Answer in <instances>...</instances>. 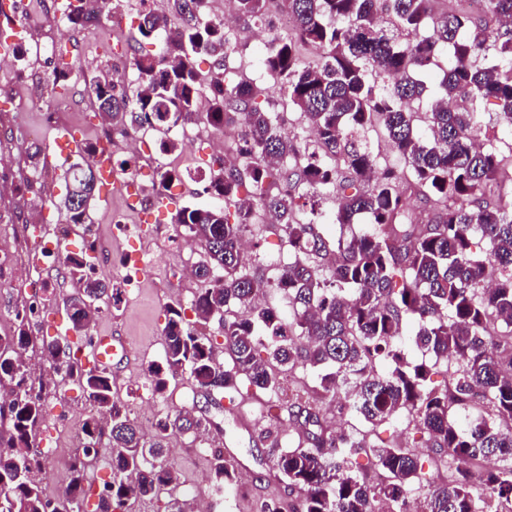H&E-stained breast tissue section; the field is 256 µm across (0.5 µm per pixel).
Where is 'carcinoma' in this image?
I'll list each match as a JSON object with an SVG mask.
<instances>
[{
  "label": "carcinoma",
  "instance_id": "carcinoma-1",
  "mask_svg": "<svg viewBox=\"0 0 512 512\" xmlns=\"http://www.w3.org/2000/svg\"><path fill=\"white\" fill-rule=\"evenodd\" d=\"M234 2L240 15L271 25L266 0ZM486 14L455 11L432 21L428 0H288L292 33L267 42L260 64L314 132L318 153L282 128L264 88L236 79L227 65L231 34L208 18L205 0H167L163 12L136 9L132 77L89 84L112 127H151L163 134V154L179 146L170 132L199 120L203 96L213 130H223L231 113L248 120L235 143L238 161L208 160V191L217 204L184 206L172 218L200 242L194 275L209 287L187 309L167 307L164 356L148 381L157 396L174 375L187 374L208 395L231 402L245 381L267 394L276 419L281 376L293 378L289 415L299 442L281 448L272 441L278 479L300 492L293 512H409L412 494L420 512H512V206L492 193L500 174L492 144L512 133V0H487ZM99 16L90 0H66L61 19L77 28ZM429 24L423 39L400 40ZM303 44L318 52L312 65L300 60ZM441 46L448 66L422 128L410 107L424 90L414 73L431 70ZM53 54L46 86L56 99L81 68L67 61L65 46ZM200 60L210 61L207 81ZM461 97L496 100V124L482 125L474 109L450 108ZM377 119L407 173H375L364 138ZM64 178L59 208L67 222L91 223L97 173L75 162ZM179 179L158 169L156 198ZM328 188L336 191V210L325 214L316 197ZM412 198L430 211L427 222L410 220ZM260 211L274 217L269 233L288 251L278 279L250 272L241 248ZM361 217L370 229L349 237L325 232L327 224ZM65 261L80 284L66 299L76 341L62 348L43 339L41 354L56 373L77 370L78 387L96 408L82 428L85 447L109 441L111 477L93 512H123L128 498L178 490L164 463L169 437L204 432L212 422L167 414L150 438L140 433L113 399L110 375L81 363L97 302H118L119 289L93 276L87 253ZM269 293L286 306L260 303ZM414 315L421 325L413 342L428 360L408 358L401 343ZM32 317L33 309L21 306L13 331L0 336V348L11 349L0 356V387H10L0 400V512H84L93 469L86 453L63 467L57 497L44 495L32 444L46 420L44 396L33 394L24 359ZM316 400L359 425L329 431L313 411ZM404 413L429 454L399 440ZM386 427L393 431L381 440ZM235 481L223 450L213 449L215 488Z\"/></svg>",
  "mask_w": 512,
  "mask_h": 512
}]
</instances>
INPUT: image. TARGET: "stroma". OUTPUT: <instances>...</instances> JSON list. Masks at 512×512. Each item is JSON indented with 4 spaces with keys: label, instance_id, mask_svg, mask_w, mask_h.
Segmentation results:
<instances>
[{
    "label": "stroma",
    "instance_id": "1",
    "mask_svg": "<svg viewBox=\"0 0 512 512\" xmlns=\"http://www.w3.org/2000/svg\"><path fill=\"white\" fill-rule=\"evenodd\" d=\"M51 3L52 0H0V28L11 20L22 25V46L27 53L33 52L41 42H65L87 78L112 74L119 69L129 70L130 7L116 10L110 0H103L100 22L79 29L68 26L59 29L49 12ZM240 27L245 30L246 38L231 54L229 65L240 78L250 81L260 74L259 54L269 34L245 21ZM53 67L54 57L45 51L35 60L24 59L11 68H0V127L20 124L41 132L32 143L0 138V157L5 160L0 166V182L12 185L11 190L0 192V240L10 236L11 223L21 216L29 223L43 225L46 235L58 237L65 255L84 250L90 242L102 247L131 242L157 255L160 266L145 276L136 301L119 306L109 301L102 303L90 326L91 335L110 333L124 342L128 356L113 363L110 373L116 398L127 407L131 418L138 420L144 416L146 406L135 378L144 370L146 360H160L163 354L165 306L159 297V286L165 279V268L180 260L171 240L175 229L168 221L141 223L138 212L129 208L122 195L116 194L107 201L94 200L91 223L70 225L68 235L58 236L57 226L66 219L58 207L66 194L55 143L59 129L68 127L78 134L82 143L89 144L95 142L97 133L108 130L109 125L95 112L84 81L77 82L65 99L40 100V90ZM33 145L40 147L46 166L43 180L31 188L25 179L29 172L27 152ZM177 153L186 159L187 165L181 170L182 192L176 196L175 206L212 204L211 195L205 191L207 180L197 170L200 159L210 155V147L204 143L184 142ZM116 212L127 215V226L119 233L113 230L112 215ZM47 287L50 291L47 313L42 321L31 324L30 333L49 338L57 336L59 328L69 327L63 301L78 290L79 284L54 274L48 279ZM45 394L48 407L64 404L70 410L69 422L60 428H53L48 422L42 425L44 432H57L59 454L70 457L77 452L78 433L90 413L91 404L75 387L66 392L49 386ZM160 404L164 413L172 416L188 410H203L215 421V428L208 433L210 446L231 450L241 462L237 484L223 490L225 498L234 500V512H262L263 505L271 501L280 502L284 512H290L297 503L298 492L288 491L274 476L269 439L270 434L279 433L281 427L289 425L288 413H281L279 420H272L265 398L250 392L238 396L233 404L218 397L205 399L186 377L170 385ZM197 444L194 433L173 434L166 458L167 466L179 477L180 497L188 501L191 512H200L201 501L213 495L211 473L197 457Z\"/></svg>",
    "mask_w": 512,
    "mask_h": 512
}]
</instances>
